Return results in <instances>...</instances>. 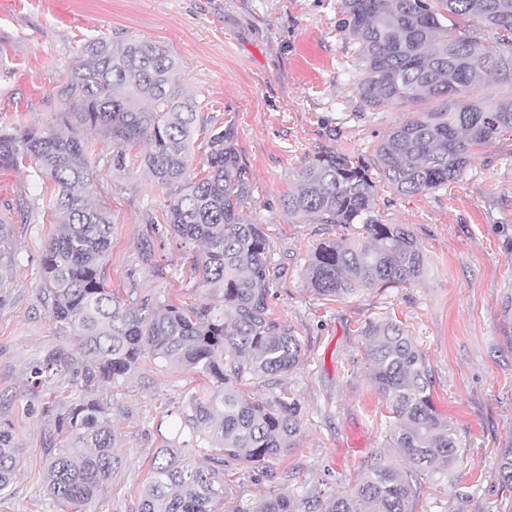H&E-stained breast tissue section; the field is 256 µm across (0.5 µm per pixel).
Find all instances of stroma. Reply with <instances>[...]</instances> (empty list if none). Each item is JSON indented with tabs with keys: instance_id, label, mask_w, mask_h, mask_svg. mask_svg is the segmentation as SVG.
Listing matches in <instances>:
<instances>
[{
	"instance_id": "obj_1",
	"label": "stroma",
	"mask_w": 512,
	"mask_h": 512,
	"mask_svg": "<svg viewBox=\"0 0 512 512\" xmlns=\"http://www.w3.org/2000/svg\"><path fill=\"white\" fill-rule=\"evenodd\" d=\"M60 20L53 0H0V124L45 128L66 109L55 86L92 38L141 39L171 49L181 62L180 83L208 123L233 119L237 151L253 173L246 216L263 225L270 255L287 269L272 287L271 308L301 340L299 366L282 384L302 405L295 448L272 461L289 472L295 493H341L353 488L371 461L399 466L386 438L385 403L369 380L359 334L368 320L397 317L425 356L437 411L456 429L460 459L451 480L427 482L415 512H504L497 480L503 449L512 448V139L477 148L448 186L414 195L380 188L376 212L403 225L424 255L413 284L370 288L342 300L311 288L309 256L346 230L337 224L289 218L278 198L293 189L297 171L317 152L338 150L372 160L388 132L414 108L397 103L366 108L356 91L358 46L344 27L341 0H68ZM99 173L97 197L112 213V248L105 262L114 288L137 285L187 298L194 248L166 239L155 256L157 275L139 262L147 217L166 197L146 169L115 170L110 140L89 134ZM50 211L17 227L19 260L7 276L0 304V419L13 423L20 463L14 495L0 512H56L46 494L47 473L37 411L45 399L27 379L55 346L75 348L36 301L41 257L56 227ZM199 384L160 364L112 390L114 450L123 460L112 484L86 512H133L149 457L174 437L179 409Z\"/></svg>"
}]
</instances>
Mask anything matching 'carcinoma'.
Returning <instances> with one entry per match:
<instances>
[{"instance_id":"obj_1","label":"carcinoma","mask_w":512,"mask_h":512,"mask_svg":"<svg viewBox=\"0 0 512 512\" xmlns=\"http://www.w3.org/2000/svg\"><path fill=\"white\" fill-rule=\"evenodd\" d=\"M344 24L359 46L357 93L368 107L437 100L441 107L391 131L374 148L376 176L395 192L418 194L457 179L473 150L512 133V0H341ZM481 24L495 44L477 39ZM83 59L60 78L57 93L68 109L44 129L0 125V169L35 163L51 181L56 232L41 258L39 303L56 325L78 339L76 351L49 350L30 370V383L54 399L41 405L46 491L61 512L104 492L122 461L114 452L112 393L147 362L196 375L201 389L179 412L188 439H162L151 458L134 512H224L230 467L245 465L257 480L273 481L268 463L295 447L302 406L280 377L300 363L297 331L270 307L273 264L264 228L244 215L254 191L239 161L235 127H207L200 107L179 85V62L166 48L141 40L87 41ZM507 83L489 103L483 79ZM136 147L134 155L168 200L149 216L151 235L169 232L201 248L190 281L194 301H172L131 284L112 288L104 266L112 246V217L95 202L97 184L81 132ZM203 135L199 171L191 147ZM378 186L359 156L318 152L279 198L291 218L355 229L352 241L327 240L309 257L308 278L321 296L344 298L368 288L410 284L424 258L400 224L375 213ZM41 195L0 210V280L16 264V223H28ZM370 381L390 412V441L406 467L373 463L355 490L305 497L283 485L237 506L235 512H414L424 477L452 472L459 448L455 429L431 401L425 358L390 317L367 321ZM268 394L243 393L245 377ZM70 377L78 392L64 394ZM69 440L60 446L57 439ZM18 448L11 422L0 420V498L11 494ZM502 491L512 495V448L501 452Z\"/></svg>"}]
</instances>
